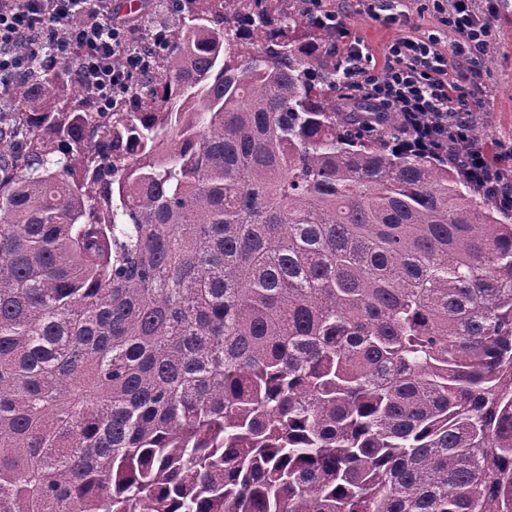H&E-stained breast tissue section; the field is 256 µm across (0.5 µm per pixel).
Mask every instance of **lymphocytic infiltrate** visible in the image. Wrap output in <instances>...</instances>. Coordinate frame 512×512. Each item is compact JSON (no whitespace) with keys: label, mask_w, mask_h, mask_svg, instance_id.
Segmentation results:
<instances>
[{"label":"lymphocytic infiltrate","mask_w":512,"mask_h":512,"mask_svg":"<svg viewBox=\"0 0 512 512\" xmlns=\"http://www.w3.org/2000/svg\"><path fill=\"white\" fill-rule=\"evenodd\" d=\"M306 15L340 40L338 57L346 82L363 91L377 111L396 112L410 144L430 134L447 141L465 139L464 122L472 100L462 95V76L476 77L495 39L493 16L475 10L473 0L438 5L441 23L452 39L404 35L384 50V64L374 67L364 42L347 39L344 15L330 0H301ZM148 37L139 15L119 16L112 0H0V91L26 73L24 45L41 42L46 63L75 61L95 102L108 107L127 94L133 74L149 70ZM465 169L477 170L482 190L498 204L512 207V150L469 149Z\"/></svg>","instance_id":"1"}]
</instances>
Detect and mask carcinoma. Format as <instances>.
<instances>
[{
  "label": "carcinoma",
  "mask_w": 512,
  "mask_h": 512,
  "mask_svg": "<svg viewBox=\"0 0 512 512\" xmlns=\"http://www.w3.org/2000/svg\"><path fill=\"white\" fill-rule=\"evenodd\" d=\"M170 11L0 95V512H512V208L289 0Z\"/></svg>",
  "instance_id": "obj_1"
}]
</instances>
